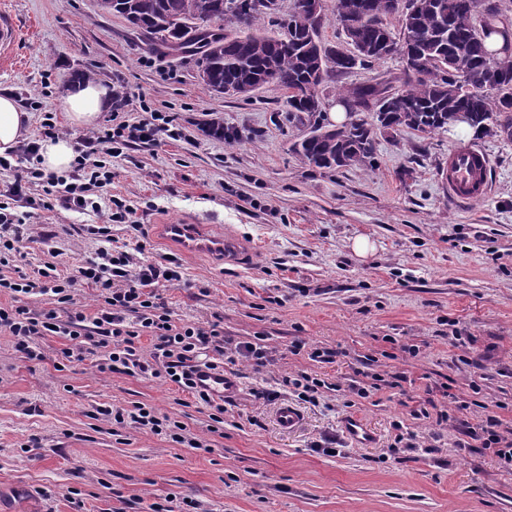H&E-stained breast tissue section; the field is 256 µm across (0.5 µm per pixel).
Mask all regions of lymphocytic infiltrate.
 Returning a JSON list of instances; mask_svg holds the SVG:
<instances>
[{"mask_svg": "<svg viewBox=\"0 0 512 512\" xmlns=\"http://www.w3.org/2000/svg\"><path fill=\"white\" fill-rule=\"evenodd\" d=\"M131 101L127 90H113L111 124L83 138L69 175L45 172L38 166V143L22 145L27 166L9 188L8 203L0 202V291L10 298L9 305L0 306V334L10 336L26 359L39 362L44 359L40 339L64 337L67 345L58 351L59 360L81 361L92 355L98 357L100 371L165 380L208 407L210 420L220 424L225 407L195 389L194 371L202 365L220 370L240 360L261 368L270 362L271 355L256 341L232 343L218 324L202 326L173 319L162 292L181 281V265L170 256L150 263L137 260L136 254L145 244L136 208L120 200L107 223L82 226V234L100 241L101 246L72 273H60L51 261L30 270L16 263L31 238L30 226L19 215V208L41 212L59 206L87 208L92 195L112 181V171L104 161L106 155L122 152L133 143L182 139L181 129L169 114L150 111L126 119ZM34 185L41 187L40 195H31ZM116 223L129 228L134 243L113 239L112 226ZM83 284L97 292L98 310L91 316L75 298L77 286ZM35 297L46 298V307L30 308L29 301ZM146 338L152 343L147 359L142 356V341ZM484 411V419L467 428L466 434L483 451L497 457L501 465L512 467V426H506L492 406H485ZM100 413L116 424H131L175 443L186 442L194 448L201 445L200 440L188 438L185 426L143 404L130 409L104 407Z\"/></svg>", "mask_w": 512, "mask_h": 512, "instance_id": "obj_1", "label": "lymphocytic infiltrate"}]
</instances>
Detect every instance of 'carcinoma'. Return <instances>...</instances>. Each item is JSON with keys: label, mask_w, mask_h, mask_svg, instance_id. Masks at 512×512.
I'll return each instance as SVG.
<instances>
[{"label": "carcinoma", "mask_w": 512, "mask_h": 512, "mask_svg": "<svg viewBox=\"0 0 512 512\" xmlns=\"http://www.w3.org/2000/svg\"><path fill=\"white\" fill-rule=\"evenodd\" d=\"M241 0H97L104 13H118L153 45L198 57V77L210 93L224 87L247 95L271 79L286 91L288 108L312 136L292 144L293 153L319 169L371 164L378 136L409 129L423 137L467 118L480 135L512 140V18L496 0H413L391 13L386 0H363L352 19L356 53L351 64L332 56L321 37L325 12L296 10L287 23L268 12L239 27ZM268 20L272 32L254 25ZM498 35L502 47L490 50ZM408 41L412 62L401 75L341 91L353 120L324 123L321 89L351 70L390 57L387 43ZM399 82L397 89L393 83Z\"/></svg>", "instance_id": "1"}]
</instances>
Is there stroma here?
I'll use <instances>...</instances> for the list:
<instances>
[{
  "mask_svg": "<svg viewBox=\"0 0 512 512\" xmlns=\"http://www.w3.org/2000/svg\"><path fill=\"white\" fill-rule=\"evenodd\" d=\"M30 30L16 68L0 71V92L30 102L31 136L53 117L72 143L85 137L61 108L65 80L94 72L123 82L135 100L174 115L185 137L131 145L110 159L112 184L99 209L33 216L29 265L54 231L60 268L72 272L98 248L73 233L108 222L110 196L137 209L150 235L142 259L176 254L153 236L157 224L196 220L212 234L242 236L253 253L230 267L209 256L182 258L183 279L164 292L178 322H217L234 341L264 337L271 364L226 366L238 391L227 400L222 433L209 411L175 385L103 373L95 357L56 370L64 340L41 339L44 361H28L0 334V512H142L171 502L183 512H512V474L491 454L464 447L454 425L413 418L412 397L432 392L468 402L501 401L512 420V140L474 139L463 126L422 138L411 130L380 136L373 165L339 171L303 163L291 147L306 126L290 118L284 90L266 85L248 96L204 89L192 57L155 48L96 0H8ZM398 57L358 68L324 90L332 112L338 89L399 75ZM224 135H208L211 115ZM475 143L491 167L489 196L471 205L449 200L440 170L457 144ZM372 250L359 257L356 239ZM305 353L292 352L295 343ZM335 350L333 362L308 358ZM304 372L329 388L317 403L298 402L292 431L276 422L283 377ZM371 387L354 394L353 382ZM141 402L185 424L200 449L133 426H114L98 407ZM372 429L358 446L343 423ZM420 448L389 453L397 431ZM335 440L329 456L319 446ZM78 491V504L69 501Z\"/></svg>",
  "mask_w": 512,
  "mask_h": 512,
  "instance_id": "stroma-1",
  "label": "stroma"
}]
</instances>
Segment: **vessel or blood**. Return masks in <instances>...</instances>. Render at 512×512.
Returning a JSON list of instances; mask_svg holds the SVG:
<instances>
[{
  "label": "vessel or blood",
  "instance_id": "obj_1",
  "mask_svg": "<svg viewBox=\"0 0 512 512\" xmlns=\"http://www.w3.org/2000/svg\"><path fill=\"white\" fill-rule=\"evenodd\" d=\"M24 38L15 25L7 7H0V68H12L17 62L18 49ZM489 161L482 150L470 145H460L448 155V165L442 171V180L448 196L455 202L469 204L483 200L489 193ZM164 235L176 243L181 254L217 256L224 264L241 265L243 243L233 234L215 237L203 232L198 224H166ZM198 387L228 398L237 390L235 380L223 372L200 370L195 375Z\"/></svg>",
  "mask_w": 512,
  "mask_h": 512
}]
</instances>
